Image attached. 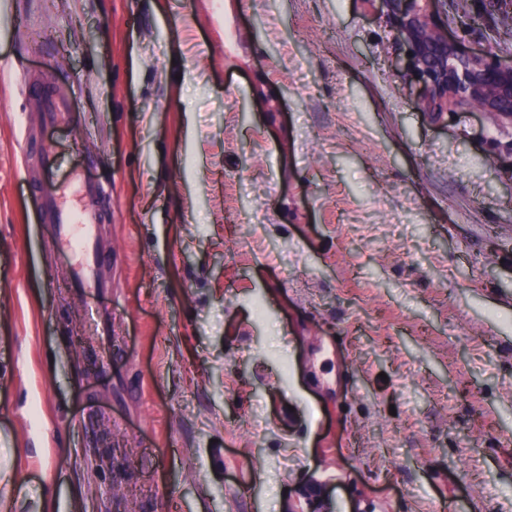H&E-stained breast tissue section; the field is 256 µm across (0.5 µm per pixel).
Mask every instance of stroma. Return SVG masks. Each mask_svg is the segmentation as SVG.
I'll list each match as a JSON object with an SVG mask.
<instances>
[{"label":"stroma","instance_id":"35a3bbf8","mask_svg":"<svg viewBox=\"0 0 512 512\" xmlns=\"http://www.w3.org/2000/svg\"><path fill=\"white\" fill-rule=\"evenodd\" d=\"M410 59L381 0H0V512H512V128L435 121ZM26 138L107 186L110 293ZM43 162L46 186L37 195L38 218L42 224L49 225L74 260L72 287L81 292L86 288H109L96 278L98 268L103 264H112L114 258L112 253H106L99 247L102 219L97 210V200L104 189L91 180L77 183L75 192L80 198V207L68 208L59 201L52 177L54 163L49 148L43 151Z\"/></svg>","mask_w":512,"mask_h":512}]
</instances>
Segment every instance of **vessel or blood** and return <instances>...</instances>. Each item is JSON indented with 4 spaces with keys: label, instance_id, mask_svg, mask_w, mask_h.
I'll use <instances>...</instances> for the list:
<instances>
[{
    "label": "vessel or blood",
    "instance_id": "1",
    "mask_svg": "<svg viewBox=\"0 0 512 512\" xmlns=\"http://www.w3.org/2000/svg\"><path fill=\"white\" fill-rule=\"evenodd\" d=\"M75 192L80 198L78 208L64 206L54 182H47L37 195L38 218L49 225L56 238L64 244L73 259V287L78 289H105V282L97 279L101 265L111 263L112 254L99 247L101 217L97 200L102 193L98 183L84 180L77 183Z\"/></svg>",
    "mask_w": 512,
    "mask_h": 512
}]
</instances>
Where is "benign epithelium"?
I'll return each mask as SVG.
<instances>
[{"label": "benign epithelium", "mask_w": 512, "mask_h": 512, "mask_svg": "<svg viewBox=\"0 0 512 512\" xmlns=\"http://www.w3.org/2000/svg\"><path fill=\"white\" fill-rule=\"evenodd\" d=\"M384 2L411 47L413 73L424 85L422 104L434 119L446 123L448 112L474 105L512 126L511 62L462 50L435 17L433 0Z\"/></svg>", "instance_id": "obj_1"}]
</instances>
